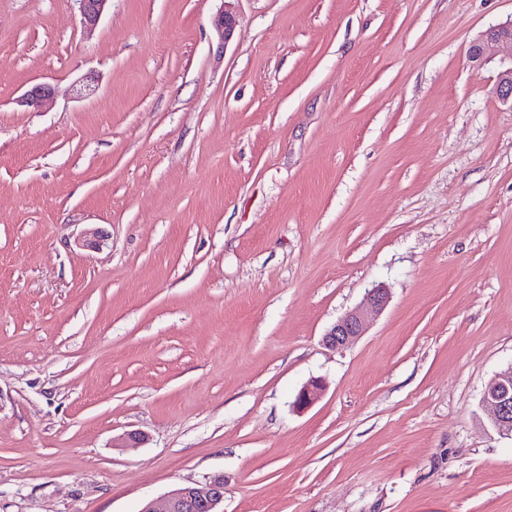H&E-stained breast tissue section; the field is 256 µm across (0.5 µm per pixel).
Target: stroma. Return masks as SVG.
Masks as SVG:
<instances>
[{
  "label": "stroma",
  "instance_id": "stroma-1",
  "mask_svg": "<svg viewBox=\"0 0 512 512\" xmlns=\"http://www.w3.org/2000/svg\"><path fill=\"white\" fill-rule=\"evenodd\" d=\"M226 5L0 0V512H512V0ZM80 13V22L86 32H92L111 0H76ZM469 59L476 71L496 61V93L503 102L512 105V20L490 27L476 39L470 46ZM55 95L54 87L49 83L34 85L19 100L22 106L39 108L53 100ZM388 302L383 288L372 289L366 297L365 306L347 313L339 319L323 336V344L331 349H341L352 345L364 334L366 312L379 313ZM483 403L491 411L496 430L512 437V367L488 383ZM224 480L215 476L205 483L179 487L166 499L162 510L152 502L147 503L141 512H224Z\"/></svg>",
  "mask_w": 512,
  "mask_h": 512
}]
</instances>
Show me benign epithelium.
Listing matches in <instances>:
<instances>
[{
  "label": "benign epithelium",
  "mask_w": 512,
  "mask_h": 512,
  "mask_svg": "<svg viewBox=\"0 0 512 512\" xmlns=\"http://www.w3.org/2000/svg\"><path fill=\"white\" fill-rule=\"evenodd\" d=\"M83 29L92 32L111 0H76ZM216 31L222 41L229 40L234 32L235 18L227 9L221 10L214 20ZM469 59L475 70L482 69L494 61L499 72L496 93L504 102L512 103V21L489 28L476 39L469 50ZM54 87L49 83L34 85L20 99V104L39 108L53 100ZM388 302L382 288L372 289L366 297L365 306L347 313L323 336V344L331 349H341L355 343L364 334L366 312L379 313ZM322 382L310 381L297 395L295 405L305 409L322 394ZM483 403L491 411L496 430L512 437V369L495 376L483 394ZM141 512H224V480L215 476L204 483L179 487L166 499L162 510L147 503Z\"/></svg>",
  "instance_id": "benign-epithelium-1"
}]
</instances>
